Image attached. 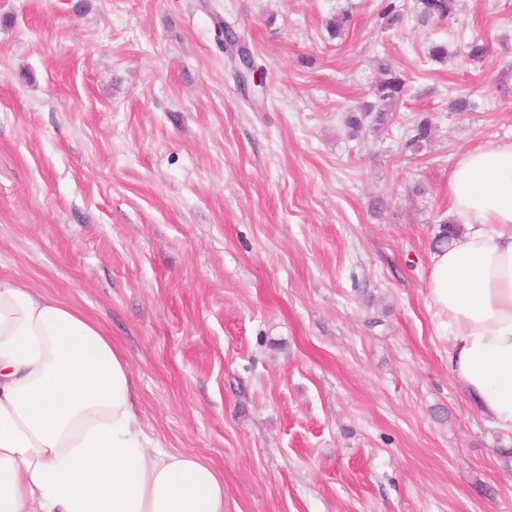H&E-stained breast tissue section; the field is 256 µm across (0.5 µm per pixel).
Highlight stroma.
<instances>
[{
  "mask_svg": "<svg viewBox=\"0 0 512 512\" xmlns=\"http://www.w3.org/2000/svg\"><path fill=\"white\" fill-rule=\"evenodd\" d=\"M399 3L385 30L380 0H0V277L110 333L224 512H512V433L449 373L427 292L452 166L512 142V0L428 27ZM382 58L406 96L349 137ZM394 0H381V6L377 13L378 23L383 29H392L399 26L404 19L401 5ZM432 133L433 127L430 118L427 116L421 117L413 129V135L405 143L406 149L414 153L420 152L424 145L431 141Z\"/></svg>",
  "mask_w": 512,
  "mask_h": 512,
  "instance_id": "1",
  "label": "stroma"
}]
</instances>
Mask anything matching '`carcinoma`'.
I'll list each match as a JSON object with an SVG mask.
<instances>
[{"mask_svg":"<svg viewBox=\"0 0 512 512\" xmlns=\"http://www.w3.org/2000/svg\"><path fill=\"white\" fill-rule=\"evenodd\" d=\"M455 0H415L414 17L418 25L428 26L435 21H443L454 12ZM378 23L383 29L399 26L404 19L401 5L396 0H381L377 13ZM351 16L341 12L330 18L326 30L330 37H340L349 25ZM408 86V76L397 69L389 60L378 61V78L372 88V100L358 111H350L345 117V125L350 133L357 134L366 124L384 129L395 112L396 106L403 100ZM433 133L430 118L421 117L413 135L405 143V148L415 153L421 151L431 141Z\"/></svg>","mask_w":512,"mask_h":512,"instance_id":"obj_1","label":"carcinoma"}]
</instances>
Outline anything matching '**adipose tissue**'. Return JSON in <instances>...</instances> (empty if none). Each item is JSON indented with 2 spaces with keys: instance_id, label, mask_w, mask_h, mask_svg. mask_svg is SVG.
Returning <instances> with one entry per match:
<instances>
[{
  "instance_id": "obj_1",
  "label": "adipose tissue",
  "mask_w": 512,
  "mask_h": 512,
  "mask_svg": "<svg viewBox=\"0 0 512 512\" xmlns=\"http://www.w3.org/2000/svg\"><path fill=\"white\" fill-rule=\"evenodd\" d=\"M448 200L459 232L432 252L427 283L448 371L512 433V143L462 154ZM0 512H224L213 466L153 446L111 336L1 278Z\"/></svg>"
}]
</instances>
